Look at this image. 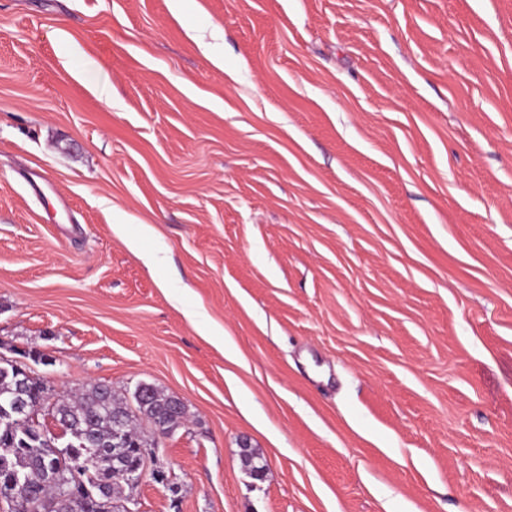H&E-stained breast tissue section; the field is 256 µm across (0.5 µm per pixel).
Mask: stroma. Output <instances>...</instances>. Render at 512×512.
<instances>
[{"instance_id": "stroma-1", "label": "stroma", "mask_w": 512, "mask_h": 512, "mask_svg": "<svg viewBox=\"0 0 512 512\" xmlns=\"http://www.w3.org/2000/svg\"><path fill=\"white\" fill-rule=\"evenodd\" d=\"M0 357L140 512H512V0H0ZM132 394L136 404V411L144 416L154 427V424H167L169 427L184 425L187 413L184 402L175 396L165 395L150 385L141 388V396Z\"/></svg>"}]
</instances>
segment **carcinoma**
<instances>
[{
	"instance_id": "cac0c4a2",
	"label": "carcinoma",
	"mask_w": 512,
	"mask_h": 512,
	"mask_svg": "<svg viewBox=\"0 0 512 512\" xmlns=\"http://www.w3.org/2000/svg\"><path fill=\"white\" fill-rule=\"evenodd\" d=\"M50 386L44 379L24 370V366L0 360V503L4 512H126L135 482L123 470L112 471V480L93 471L95 463L87 460V473H79L75 482L70 456L61 454L41 434L38 426L23 429L1 423L3 416H19L43 408ZM136 410L112 390V385L96 383L58 395L52 406L53 416L65 427L68 437L64 447L87 456L95 449L112 447L120 439L129 452L127 467L142 457L143 449L156 446L138 429V416L151 424L171 427L187 421L184 402L165 395L150 385L133 397ZM73 490V495L63 493Z\"/></svg>"
}]
</instances>
